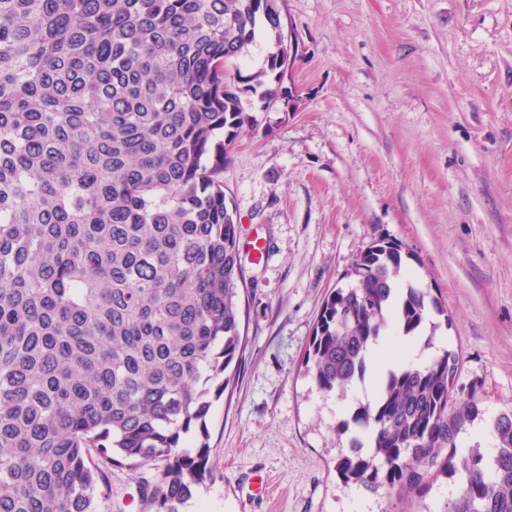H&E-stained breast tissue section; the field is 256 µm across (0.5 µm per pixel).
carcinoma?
Returning <instances> with one entry per match:
<instances>
[{
    "instance_id": "1",
    "label": "carcinoma",
    "mask_w": 512,
    "mask_h": 512,
    "mask_svg": "<svg viewBox=\"0 0 512 512\" xmlns=\"http://www.w3.org/2000/svg\"><path fill=\"white\" fill-rule=\"evenodd\" d=\"M283 0H0V512H97L112 467L141 472L153 512L213 476L179 447L242 347L245 285L224 163L254 129L241 95L286 97ZM265 67H226L259 33ZM246 87H241V84ZM412 256L379 237L324 299L305 373L326 393L364 380L369 347L433 345L450 324ZM458 353L401 364L338 433L337 475L426 494L446 512H512V410L495 454L461 450L483 415L456 398Z\"/></svg>"
}]
</instances>
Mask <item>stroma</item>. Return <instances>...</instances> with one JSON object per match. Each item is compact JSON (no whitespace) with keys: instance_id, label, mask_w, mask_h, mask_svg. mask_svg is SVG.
Segmentation results:
<instances>
[{"instance_id":"obj_1","label":"stroma","mask_w":512,"mask_h":512,"mask_svg":"<svg viewBox=\"0 0 512 512\" xmlns=\"http://www.w3.org/2000/svg\"><path fill=\"white\" fill-rule=\"evenodd\" d=\"M285 12L290 101L244 93L258 131L224 167L244 342L204 426L181 438L207 442L213 470L183 512H444L458 486L443 479L423 496L340 479L336 427L372 390L322 392L303 362L325 296L386 236L452 319L404 357L458 352V390L477 391L486 417L512 409V0H285ZM98 512L152 510L116 467Z\"/></svg>"}]
</instances>
